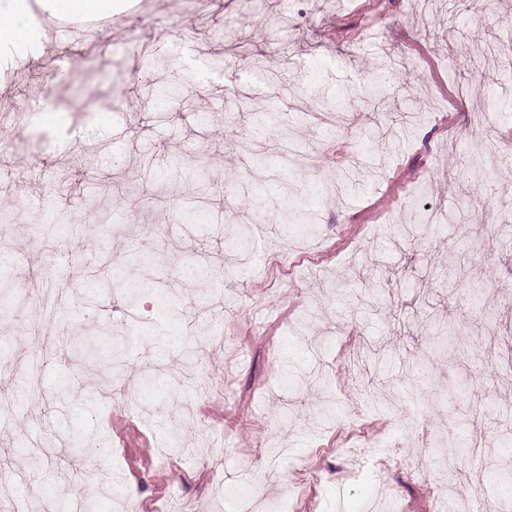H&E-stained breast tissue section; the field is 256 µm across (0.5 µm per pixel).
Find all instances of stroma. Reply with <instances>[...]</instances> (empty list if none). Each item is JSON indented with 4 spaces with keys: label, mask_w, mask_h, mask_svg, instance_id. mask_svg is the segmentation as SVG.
Segmentation results:
<instances>
[{
    "label": "stroma",
    "mask_w": 512,
    "mask_h": 512,
    "mask_svg": "<svg viewBox=\"0 0 512 512\" xmlns=\"http://www.w3.org/2000/svg\"><path fill=\"white\" fill-rule=\"evenodd\" d=\"M120 2L107 40L74 42L90 17L61 18L59 77L34 45H0V143H30L0 177V249L15 258L0 469L29 478L15 496L34 512L91 496L98 512H236L247 495L262 512H366L381 458L348 448L450 425L458 487L475 461L505 468L512 71L484 50L512 54V0H197L191 16L180 0ZM45 85L43 111H9ZM89 168L111 176L110 196L61 194L60 172ZM201 177L223 193L170 220ZM297 207L309 225L284 220ZM57 210L78 230L53 267L42 225ZM146 272L155 288L127 320L118 284ZM448 322L456 345L433 349ZM103 324L129 349L107 399L109 358L70 348L74 327ZM76 435L94 452L68 456ZM260 437L288 456L241 449ZM389 476L393 512H430L433 459L390 462Z\"/></svg>",
    "instance_id": "35a3bbf8"
}]
</instances>
